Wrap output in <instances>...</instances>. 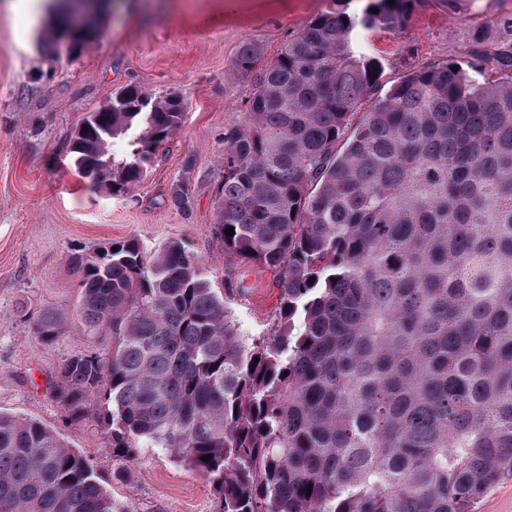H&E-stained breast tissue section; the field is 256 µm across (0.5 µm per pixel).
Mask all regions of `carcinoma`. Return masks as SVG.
<instances>
[{"instance_id": "1", "label": "carcinoma", "mask_w": 512, "mask_h": 512, "mask_svg": "<svg viewBox=\"0 0 512 512\" xmlns=\"http://www.w3.org/2000/svg\"><path fill=\"white\" fill-rule=\"evenodd\" d=\"M414 2L327 11L270 61L256 43L231 61L253 91L224 125L213 231L279 272L271 336L241 339L181 241L74 257L78 322L112 351L74 353L49 385L71 424L98 407L119 463L162 448L219 512H475L512 478V16L474 32L470 66L493 79L450 62L384 92L352 33L396 30ZM182 107L116 91L75 131L76 171L125 194ZM170 198L191 209L185 184ZM68 323L46 310L30 329L50 345ZM0 512L129 510L90 456L0 413Z\"/></svg>"}]
</instances>
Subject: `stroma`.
<instances>
[{
    "label": "stroma",
    "instance_id": "1",
    "mask_svg": "<svg viewBox=\"0 0 512 512\" xmlns=\"http://www.w3.org/2000/svg\"><path fill=\"white\" fill-rule=\"evenodd\" d=\"M369 0H104L95 37L75 53L44 46L49 15L30 25L0 9V412L54 427L94 458L109 493L129 512H217L211 485L159 448L141 449L127 480L112 478V448L97 412L69 424L48 380L73 353L107 355L112 334L67 328L48 346L31 335L45 309L75 314L79 277L72 259L134 238L147 250L181 240L215 288L232 289L231 317L244 342L270 335L278 318V273L224 254L213 231L222 178L224 126L243 112L250 79L230 62L246 42L275 57L314 16L336 9L361 16ZM506 0H416L404 27L361 31L363 50L382 64L381 82L448 60H469L476 28L507 10ZM151 97L179 92L180 127L129 194L112 196L75 172L70 138L84 116L119 87ZM184 181L191 211L171 205ZM244 291H236V283Z\"/></svg>",
    "mask_w": 512,
    "mask_h": 512
}]
</instances>
